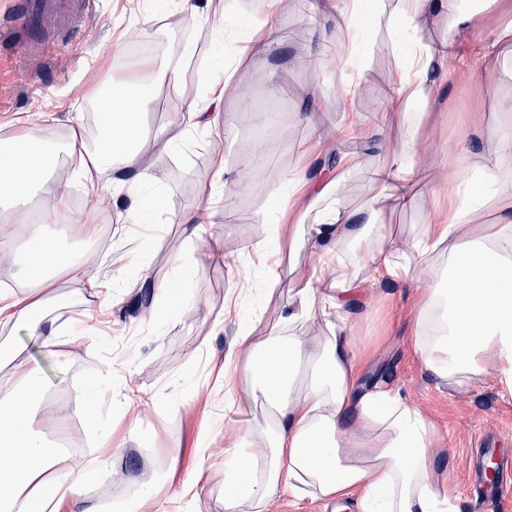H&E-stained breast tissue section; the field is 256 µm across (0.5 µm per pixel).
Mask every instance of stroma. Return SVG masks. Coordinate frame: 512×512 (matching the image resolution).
<instances>
[{"mask_svg": "<svg viewBox=\"0 0 512 512\" xmlns=\"http://www.w3.org/2000/svg\"><path fill=\"white\" fill-rule=\"evenodd\" d=\"M13 2L0 0L5 30L0 36V136L37 128L62 138L77 115L84 129L92 130L98 125L95 103L110 92L96 83L97 74L109 73L120 83L145 73L150 62L173 55L174 20L159 17L144 24L148 0H93L92 22L75 32L49 30L52 45L45 51L27 49L24 34L12 23ZM197 2L213 18H247L244 34L254 41L268 10H275L286 42L263 48L262 56L277 65L276 75L251 68L249 57H242L234 65L239 89L224 97L231 133L185 128L182 106L203 97L209 84L223 81L224 70L216 64L211 29L184 27L181 36L194 43L196 55L178 85L157 84L146 111L150 129L167 126L184 134L177 150L155 149L147 155L166 174L156 199L160 212L149 222L127 224L118 244L111 241L117 210L102 208L93 219L96 233L85 260L114 286L111 314H102L99 299H73L76 286L63 277L52 290L47 317L63 329L90 315L98 317V325L67 337L51 357L35 339L19 340L5 330H0V349L22 341L39 364L52 401L61 406L77 390L106 378L94 411L72 413L62 425L48 412L34 420L36 428L70 440V464L92 454L107 461L97 436L108 430L113 443L128 450L126 474L137 475L141 453H155L174 464L181 478L195 481L190 512H224V438L250 428L256 411L246 379H239L232 400H225L217 369L239 331L252 321L263 279L271 273L284 282L290 279L288 251L274 238L276 225L287 223L288 213L271 193L287 191L289 174L303 170L317 180L339 179V198L347 209L362 205L372 195L373 172L393 158L400 118L386 98L394 76L387 22L365 26L358 52L345 61L341 55L348 37L335 13L310 16L301 0ZM135 36L161 48L132 66L125 59ZM355 77L361 80L359 91L345 97L342 89ZM509 97L512 77L487 81L456 65L438 76L427 100L417 102L424 119L408 159L433 170L428 191L440 205L448 203V173L458 166L453 145L459 131L472 123L497 131L492 101ZM340 125L345 128L341 134L336 131ZM379 125L385 135H376ZM366 140L370 151L341 173V155ZM219 156L227 169L241 174L240 184L213 186ZM228 209L234 214L229 222L224 219ZM192 212L202 216L205 231L201 239L187 242L174 220ZM155 237L167 238L170 249L153 248ZM215 239L232 253V264L211 251ZM174 248L191 259L186 273L177 272L172 262ZM140 266L157 282H183L193 303L172 318L150 293H122L121 284L132 282ZM358 276L363 294L350 307L349 318L365 382L392 384L432 417L445 440L435 452V468L448 473L459 512H512V493L487 501L473 490L474 476L485 471L488 459L512 458V400L504 398L492 376L468 391L439 384L409 348L412 288L374 279L365 268ZM219 320L224 323L220 329L215 326ZM134 421L139 424L135 437L129 433ZM207 423L216 424L222 435L208 450L195 453L196 435Z\"/></svg>", "mask_w": 512, "mask_h": 512, "instance_id": "35a3bbf8", "label": "stroma"}]
</instances>
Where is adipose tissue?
Returning a JSON list of instances; mask_svg holds the SVG:
<instances>
[{
  "label": "adipose tissue",
  "mask_w": 512,
  "mask_h": 512,
  "mask_svg": "<svg viewBox=\"0 0 512 512\" xmlns=\"http://www.w3.org/2000/svg\"><path fill=\"white\" fill-rule=\"evenodd\" d=\"M410 0L390 18L391 57L397 76L387 92L401 113L399 138L412 140L421 116L408 111L412 98L435 85L450 63L474 61L489 79L512 62V22L475 46L465 40L483 11L497 0ZM314 11L338 12L349 36H358L364 14L381 16V0H312ZM448 18L445 40H427L428 20ZM193 50L183 46L175 61L153 62L151 77L126 83L121 92L97 101L99 133L94 146L64 142L39 130L0 139V206H22L34 196L52 200L42 226L19 249L15 234H0V325L38 337L46 355L62 344L61 330L41 315L59 277L101 296L103 284L84 260L64 250L51 232L68 210L76 177L106 175L112 201L129 200L126 214L138 221L150 212L148 189L165 181L144 166L155 144L173 148L176 136L148 132L146 108L156 83L177 82ZM472 129L457 140L463 160L448 180V210L419 225L410 239L395 238L382 224L384 208H418L428 170L409 165L404 154L373 176L371 200L356 211L338 202V181H312L296 172L297 188L287 205L300 223L282 226L290 248L308 244L317 262L300 271L288 291L268 281L263 312L274 319L262 336L243 328L224 357L225 394L245 374L260 417L246 431L224 440V512H266L280 494L330 502L356 497L360 512H458L448 475L437 473L440 445L431 417L385 382L359 384L361 356L351 337L348 308L360 295L350 259L367 264L377 278L414 286L410 347L438 381L453 390L496 376L512 396V133L472 150ZM79 153L78 173H63L59 153ZM336 264V274L319 276L317 265ZM20 291H12V284ZM12 377L0 386V512H168L172 476L160 457L140 456V476L129 495L112 505L93 499L86 487L99 465L74 467L65 448L48 442L32 426L36 414L54 409L39 381L40 369L13 349L0 361Z\"/></svg>",
  "instance_id": "1"
}]
</instances>
